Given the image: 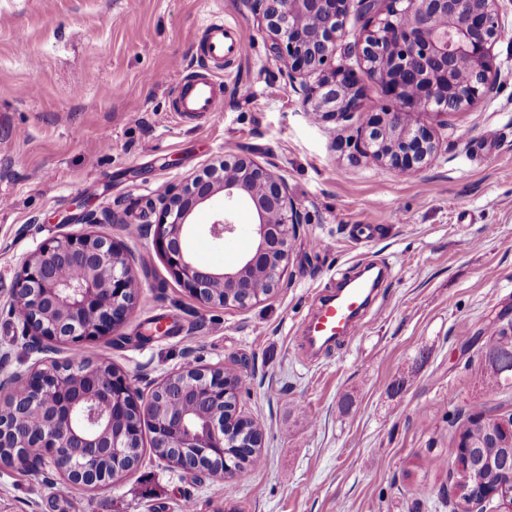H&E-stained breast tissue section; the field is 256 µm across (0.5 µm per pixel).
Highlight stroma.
I'll return each mask as SVG.
<instances>
[{"label":"stroma","instance_id":"1","mask_svg":"<svg viewBox=\"0 0 512 512\" xmlns=\"http://www.w3.org/2000/svg\"><path fill=\"white\" fill-rule=\"evenodd\" d=\"M239 25L215 119L173 110L179 80L198 72L194 46L211 15ZM494 47L496 95L446 115L417 114L437 161L403 176L352 160L366 114L311 118L282 76L245 0H0V351L10 368L36 356L9 313L22 259L65 232L121 243L139 302L114 335L89 343L142 392L192 364L242 378L240 412L263 430L265 463L230 481L168 467L150 449L112 485L58 492L48 470L0 464V512H451L453 462L472 402L512 416V385L485 392L481 349L512 308V0ZM247 150L273 165L306 222L284 286L240 310L204 305L182 288L138 205L166 184ZM124 224L66 225L81 209ZM205 266L232 251L197 233ZM389 275L354 339L316 361L295 338L315 296L369 261ZM164 335H149L151 324ZM431 494H416L417 485Z\"/></svg>","mask_w":512,"mask_h":512}]
</instances>
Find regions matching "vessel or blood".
Here are the masks:
<instances>
[{
	"instance_id": "vessel-or-blood-1",
	"label": "vessel or blood",
	"mask_w": 512,
	"mask_h": 512,
	"mask_svg": "<svg viewBox=\"0 0 512 512\" xmlns=\"http://www.w3.org/2000/svg\"><path fill=\"white\" fill-rule=\"evenodd\" d=\"M207 38L200 47L204 58L214 63H223L238 40L235 25L225 23L223 18L211 19L205 26ZM224 86L212 75L198 73L184 77L175 100L176 112L191 115H214L215 104L223 95ZM372 288L360 281L349 282L347 288L324 299L309 320L300 343L313 348H323L346 335L355 333L360 327V316L370 306Z\"/></svg>"
}]
</instances>
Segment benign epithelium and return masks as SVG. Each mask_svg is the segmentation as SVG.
<instances>
[{
	"mask_svg": "<svg viewBox=\"0 0 512 512\" xmlns=\"http://www.w3.org/2000/svg\"><path fill=\"white\" fill-rule=\"evenodd\" d=\"M500 0H247L259 28L271 40L270 51L305 112L319 121L345 120L368 112L366 153L403 175H412L439 156L432 131L413 121L418 112L458 111L498 90L499 69L493 48L503 34ZM367 19L351 48L366 65L386 100L379 108L365 102L360 79L350 68L333 64L338 43L349 32L351 13ZM468 69L462 84L452 75ZM319 74L317 84L307 78ZM217 203L205 232L216 243L239 230L238 209L253 215L249 225L254 249L230 268L202 265L189 247L197 207ZM158 214L155 244L177 281L196 300L224 305V289L246 291L264 279L271 293L282 287L292 239L305 223L300 205L284 177L242 151L184 184H167L143 207ZM79 224L122 223L116 213L93 211L71 218ZM136 278L122 246L90 232L62 234L42 244L22 261L10 310L21 309L25 347L44 355L34 365L0 380L17 390L0 405V447L13 448L10 464L48 468L72 488H99L135 467L128 449L140 442L147 422L168 449L173 469L211 473L216 465L233 478L241 467L228 458V441L252 432V420L237 422L224 400L240 391V376H224V366L192 367L170 372L145 396L108 364L107 382L87 387L82 365L47 358L57 346L70 349L114 332L135 307ZM38 411L47 420L37 426L18 419ZM471 420L512 443V418L486 413ZM112 458V474L97 468L99 449ZM501 482L482 484L473 471L467 483L454 482L453 512H480L493 499L512 512V457L500 470Z\"/></svg>",
	"mask_w": 512,
	"mask_h": 512,
	"instance_id": "obj_1",
	"label": "benign epithelium"
}]
</instances>
